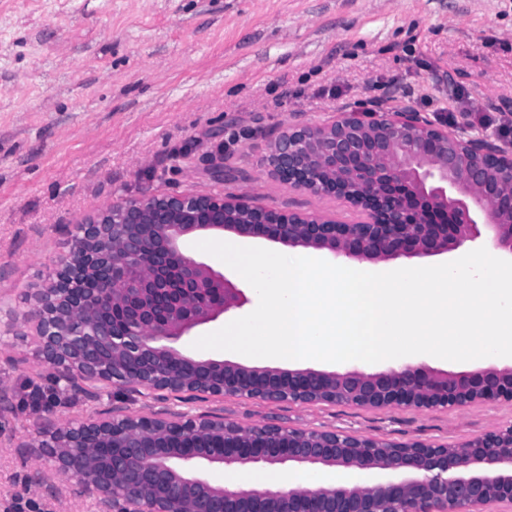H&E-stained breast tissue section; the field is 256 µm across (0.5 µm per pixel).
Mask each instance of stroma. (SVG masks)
Segmentation results:
<instances>
[{"label":"stroma","instance_id":"1","mask_svg":"<svg viewBox=\"0 0 512 512\" xmlns=\"http://www.w3.org/2000/svg\"><path fill=\"white\" fill-rule=\"evenodd\" d=\"M512 105V0H0V512H96L77 482L34 490L39 417L208 414L380 442L456 446L512 425V403L419 410L171 394L108 382L75 392L37 362L25 315L76 228L135 196L241 193L257 204L355 224L343 199L271 177L267 144L292 124L409 107L431 120L456 91ZM223 153L213 180L202 159ZM184 239L248 302L183 337L193 343L252 312L232 268Z\"/></svg>","mask_w":512,"mask_h":512}]
</instances>
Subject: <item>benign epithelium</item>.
<instances>
[{
  "label": "benign epithelium",
  "instance_id": "benign-epithelium-1",
  "mask_svg": "<svg viewBox=\"0 0 512 512\" xmlns=\"http://www.w3.org/2000/svg\"><path fill=\"white\" fill-rule=\"evenodd\" d=\"M345 112L293 125L271 140L270 174L337 196L365 220L341 224L264 209L251 196L189 193L128 198L77 227L73 252L32 293L35 356L77 379L143 389L247 395L266 401L352 402L372 408H462L512 402V366L384 371L247 367L179 348L194 329L247 302L224 274L185 254L194 233L232 232L351 260L429 257L486 241L512 255V139L497 145L448 132L410 109L366 119ZM37 447L52 478L77 479L98 512H503L512 509V426L454 448L387 443L334 431L241 428L207 415L44 419ZM336 466L388 478L316 489H230L204 465Z\"/></svg>",
  "mask_w": 512,
  "mask_h": 512
}]
</instances>
